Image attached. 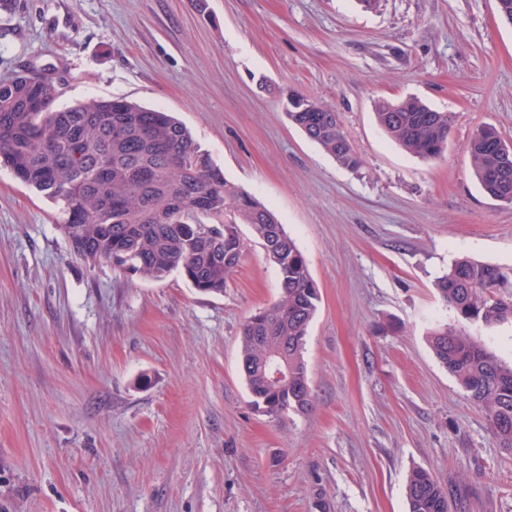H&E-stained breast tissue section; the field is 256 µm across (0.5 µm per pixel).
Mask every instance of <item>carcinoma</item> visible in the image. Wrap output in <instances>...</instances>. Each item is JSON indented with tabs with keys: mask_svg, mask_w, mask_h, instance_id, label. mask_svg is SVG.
Returning a JSON list of instances; mask_svg holds the SVG:
<instances>
[{
	"mask_svg": "<svg viewBox=\"0 0 512 512\" xmlns=\"http://www.w3.org/2000/svg\"><path fill=\"white\" fill-rule=\"evenodd\" d=\"M58 84L22 72L0 81V166L51 201L73 253L89 265L107 262L131 276L161 281L178 272L203 294L221 295L238 267L242 226L277 269L280 297L243 324L240 361L252 406L271 418L311 405L304 350L319 293L308 263L273 211L228 182L210 154L171 113L127 98H97L57 107ZM379 127L409 153L435 159L451 131L448 113L418 98L379 101ZM288 117L336 162L361 164L339 113L301 94ZM473 173L489 197L512 203V144L496 129L470 140ZM457 320L512 323V269L456 260L436 284ZM428 344L467 397L485 411L503 450L512 453V362L462 330L433 329ZM291 375L269 382L273 350ZM455 492L425 469L406 483L408 512H448Z\"/></svg>",
	"mask_w": 512,
	"mask_h": 512,
	"instance_id": "carcinoma-1",
	"label": "carcinoma"
}]
</instances>
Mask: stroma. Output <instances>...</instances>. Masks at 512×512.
<instances>
[{"instance_id": "stroma-1", "label": "stroma", "mask_w": 512, "mask_h": 512, "mask_svg": "<svg viewBox=\"0 0 512 512\" xmlns=\"http://www.w3.org/2000/svg\"><path fill=\"white\" fill-rule=\"evenodd\" d=\"M59 105L173 112L225 178L272 208L320 291L312 407L271 419L241 370L247 317L278 297L247 239L222 295L71 255L56 206L0 168V512H407L423 468L451 512H512V455L430 350L456 324L436 281L460 257L512 267V204L475 180L473 132L512 142V24L497 0H16L0 81ZM339 113L362 164L288 118ZM450 113L440 158L378 127V101Z\"/></svg>"}]
</instances>
